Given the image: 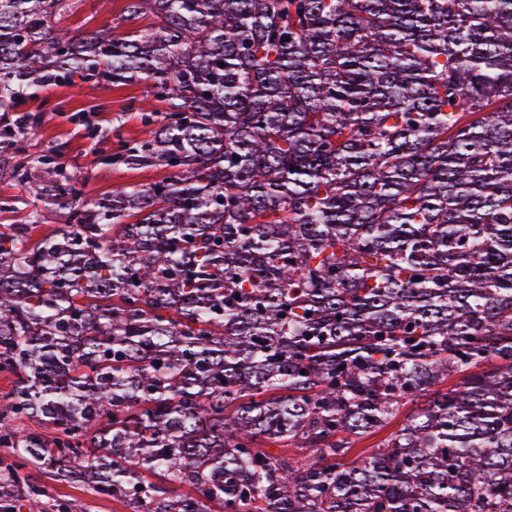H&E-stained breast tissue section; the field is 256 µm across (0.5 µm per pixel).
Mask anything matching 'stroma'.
<instances>
[{"mask_svg": "<svg viewBox=\"0 0 512 512\" xmlns=\"http://www.w3.org/2000/svg\"><path fill=\"white\" fill-rule=\"evenodd\" d=\"M127 4L128 0H76L61 23L74 29H90L106 20H121ZM146 89L147 84L142 81L118 87L85 83L37 91L34 98L16 106L17 111L32 116L42 111L48 114L45 121L25 135L27 151L56 149L68 169L83 182L88 201L117 187L156 180L160 170H127L112 165L109 159L119 142L142 141L152 136L153 125L145 123L138 110ZM1 199L14 201L15 208L0 212V224L19 223L27 213L43 209L48 203L44 191L9 180L0 181ZM54 469L53 462L46 460L29 472L30 482L42 489L51 512H65L75 499L83 503L85 512H129L123 505L95 494L88 485L54 480Z\"/></svg>", "mask_w": 512, "mask_h": 512, "instance_id": "stroma-1", "label": "stroma"}]
</instances>
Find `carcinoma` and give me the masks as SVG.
Here are the masks:
<instances>
[{
    "label": "carcinoma",
    "mask_w": 512,
    "mask_h": 512,
    "mask_svg": "<svg viewBox=\"0 0 512 512\" xmlns=\"http://www.w3.org/2000/svg\"><path fill=\"white\" fill-rule=\"evenodd\" d=\"M73 6L0 0V104L147 79L112 163L167 174L88 204L0 114L52 205L0 229V447L131 512H512V0ZM76 1L71 12L61 19L62 26L72 29L94 28L103 21L121 19L128 4L127 0H74ZM108 1V2H105ZM413 407L414 406L412 405V403L406 404L405 406L402 407L401 411L399 412L397 417L392 421V423L384 430L372 436L356 441L349 451L348 458L354 459L357 455H359L362 452L363 448H370L369 446L377 445L378 443L381 442V440H383L388 435L399 429L401 424L405 421L406 415L412 411Z\"/></svg>",
    "instance_id": "carcinoma-1"
}]
</instances>
